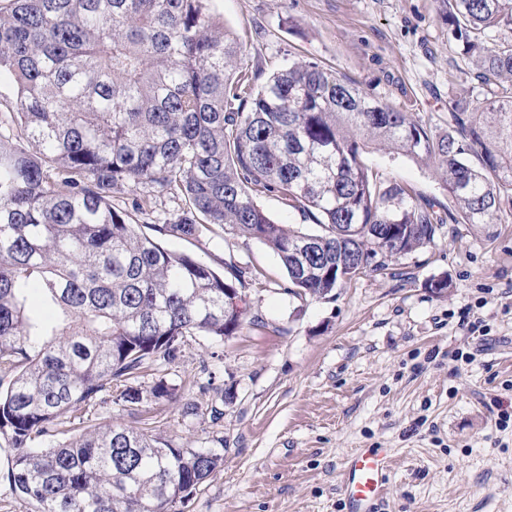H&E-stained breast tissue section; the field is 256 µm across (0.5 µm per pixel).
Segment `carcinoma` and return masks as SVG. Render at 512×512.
Returning a JSON list of instances; mask_svg holds the SVG:
<instances>
[{"label": "carcinoma", "instance_id": "cac0c4a2", "mask_svg": "<svg viewBox=\"0 0 512 512\" xmlns=\"http://www.w3.org/2000/svg\"><path fill=\"white\" fill-rule=\"evenodd\" d=\"M209 2L0 0V74L16 86L15 129L0 133V440L34 512H183L221 465L111 423L29 447L103 390L139 404L128 380L187 339L255 323L224 296L259 272L228 280L160 238L228 226L277 255L288 293L324 299L340 264L384 271L446 223L362 164L371 147L433 166L467 224L512 216V0H448L482 98L454 99L442 136L313 61L255 85ZM492 30L508 36L490 43ZM131 183L183 201L156 237L112 203ZM261 194L321 232L274 222Z\"/></svg>", "mask_w": 512, "mask_h": 512}]
</instances>
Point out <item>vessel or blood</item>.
<instances>
[{"label":"vessel or blood","instance_id":"1","mask_svg":"<svg viewBox=\"0 0 512 512\" xmlns=\"http://www.w3.org/2000/svg\"><path fill=\"white\" fill-rule=\"evenodd\" d=\"M391 450L352 452L343 471L341 488L347 512H378L389 490Z\"/></svg>","mask_w":512,"mask_h":512}]
</instances>
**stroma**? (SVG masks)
Here are the masks:
<instances>
[{"label":"stroma","instance_id":"stroma-1","mask_svg":"<svg viewBox=\"0 0 512 512\" xmlns=\"http://www.w3.org/2000/svg\"><path fill=\"white\" fill-rule=\"evenodd\" d=\"M234 34L242 63L268 77L314 61L373 99L448 131L449 102L480 83L448 28L447 0H211ZM364 163L447 204L432 166L381 151ZM150 197L158 221L181 199L124 186L115 204ZM218 274L260 271L242 288L259 325L216 340L199 336L178 359L131 379L137 415L97 397L92 421L59 426L66 441L113 422L223 462L185 512H346L341 477L358 448L394 453L381 512H512V220L444 224L434 244L302 300L263 243L214 227L197 238H163ZM451 286L436 294L428 280ZM479 323L478 332L468 324ZM173 385L170 399L151 390Z\"/></svg>","mask_w":512,"mask_h":512}]
</instances>
